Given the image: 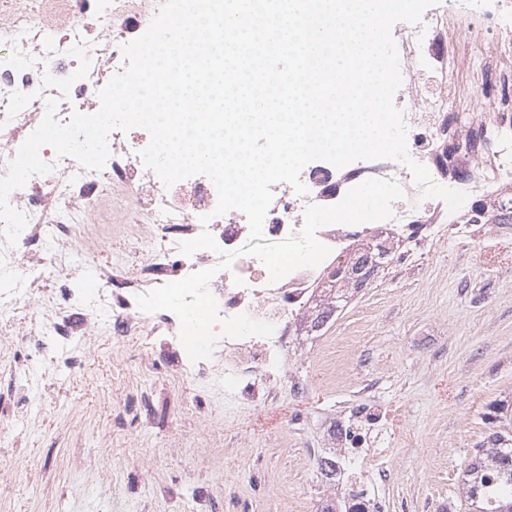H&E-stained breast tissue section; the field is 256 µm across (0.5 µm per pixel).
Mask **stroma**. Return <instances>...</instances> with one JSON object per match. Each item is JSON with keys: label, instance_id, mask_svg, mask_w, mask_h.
<instances>
[{"label": "stroma", "instance_id": "1", "mask_svg": "<svg viewBox=\"0 0 512 512\" xmlns=\"http://www.w3.org/2000/svg\"><path fill=\"white\" fill-rule=\"evenodd\" d=\"M97 337L86 374L66 375L17 433L0 464V512H316L332 486L309 459L359 397L377 407L369 471L392 476L383 512H468L463 471L479 446L512 430V224L441 231L355 294L313 343L294 348L303 394L225 423L221 452L190 457L209 429L185 410L171 378L136 414L113 415L122 363Z\"/></svg>", "mask_w": 512, "mask_h": 512}]
</instances>
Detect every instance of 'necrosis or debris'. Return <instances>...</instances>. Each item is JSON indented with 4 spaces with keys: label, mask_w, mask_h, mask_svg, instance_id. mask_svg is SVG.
Segmentation results:
<instances>
[{
    "label": "necrosis or debris",
    "mask_w": 512,
    "mask_h": 512,
    "mask_svg": "<svg viewBox=\"0 0 512 512\" xmlns=\"http://www.w3.org/2000/svg\"><path fill=\"white\" fill-rule=\"evenodd\" d=\"M163 0H0V177L26 138L39 126L46 100L58 89L44 86V74L62 78L78 66L69 50L86 44L87 75L60 99L56 118L98 111L99 91L127 61L123 44L142 35ZM403 83L393 97L407 128L410 156L437 184L466 191L456 214L423 195L404 165L386 159L356 160L337 168L317 160L300 175L298 195L285 183L273 185L264 236L277 242L299 233L309 205H333L369 179L396 181L402 195L392 204L388 227L427 244L438 225L456 228L478 220L479 205L512 188V0H439L420 23L395 30ZM498 74L489 87L488 70ZM486 139L472 140V130ZM150 142L141 128L112 130L109 158L99 171L71 157L40 150L53 164L45 176H31L9 197L27 217L15 245L0 237V382L15 385L39 374L42 388L55 384L61 369L84 372L83 342L101 326L113 334V348L135 379L133 393L149 404L156 378L181 381L196 418L205 423L258 412L281 391L303 393L304 381L288 368V357L304 334L314 291L330 267L344 261L350 245L368 237V224L321 227L318 240L330 250L316 267L295 270L270 282L263 262L246 254L249 225L232 210L214 216L217 191L204 175L164 187L140 153ZM208 224H201V216ZM209 231L236 252L231 269L218 270L219 257L201 250L179 251L182 241ZM217 273L209 290L219 314H245L272 323L271 337H222L210 359L190 362L171 312H142L137 295L207 268ZM368 413L359 406L332 422L336 446V489L342 512H381L376 483L366 474L368 449L358 428Z\"/></svg>",
    "instance_id": "1"
}]
</instances>
